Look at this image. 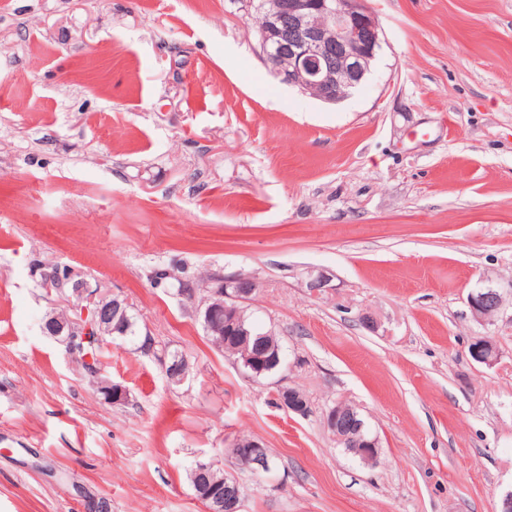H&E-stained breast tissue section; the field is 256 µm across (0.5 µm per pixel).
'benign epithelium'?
Returning a JSON list of instances; mask_svg holds the SVG:
<instances>
[{"label": "benign epithelium", "mask_w": 512, "mask_h": 512, "mask_svg": "<svg viewBox=\"0 0 512 512\" xmlns=\"http://www.w3.org/2000/svg\"><path fill=\"white\" fill-rule=\"evenodd\" d=\"M255 10L263 18L258 29L260 50L274 74L283 83L327 103L344 100L366 80L381 48L379 23L364 0H258ZM225 283L234 285L233 292H213L200 311L201 317L205 320L212 312L222 310L224 318L240 335L246 336L248 331L243 328L241 319L244 310L238 302L248 299L256 284L241 276L227 278ZM44 286L59 293L67 287L80 303L79 317L62 320L53 315L45 322L51 335L61 338L74 354L80 353L91 338L103 339L104 327L124 312V298L88 287L73 272L66 278L53 271L47 272ZM329 287L331 278L324 272L312 274L306 281V288L314 296L323 294ZM468 303L477 318L488 320L498 313L502 299L499 292L487 289L470 294ZM470 355L474 361L488 365L498 357L486 338L471 345ZM279 399L288 411L302 417L307 415L298 393L281 388ZM324 424L337 441L354 448L365 463L377 461L379 439L368 438L361 430L341 421L339 406L325 413ZM241 468L255 475L269 472L270 464L262 443L257 440L249 443ZM206 499L210 503L209 512H241L236 497L210 493Z\"/></svg>", "instance_id": "benign-epithelium-1"}]
</instances>
